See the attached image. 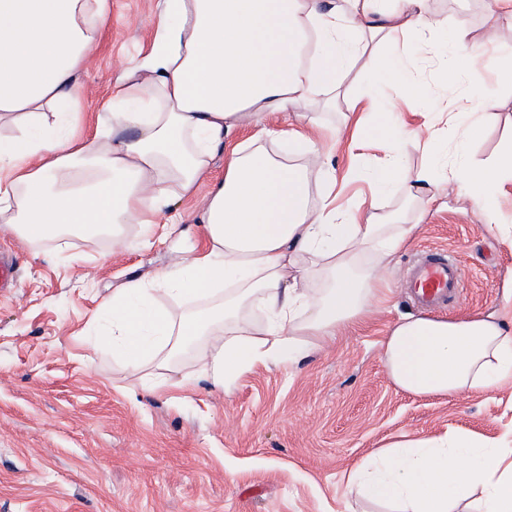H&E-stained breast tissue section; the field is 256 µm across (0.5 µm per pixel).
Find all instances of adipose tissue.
Instances as JSON below:
<instances>
[{"instance_id":"ef3b65f1","label":"adipose tissue","mask_w":512,"mask_h":512,"mask_svg":"<svg viewBox=\"0 0 512 512\" xmlns=\"http://www.w3.org/2000/svg\"><path fill=\"white\" fill-rule=\"evenodd\" d=\"M159 49L130 58L112 84L93 130L77 96L112 0H0V223L27 241L110 236L128 224H177V195L213 181L199 221L195 255L133 278L103 304L112 351L140 371L165 349L197 337L213 386L232 392L259 366L297 361L353 326L371 305L378 271L414 233L378 196L425 206L454 190L512 248L500 200L512 185V141L483 169L468 160L477 122L464 124L454 149L432 120L377 139L383 166L350 163L347 175L373 198L336 205V169L326 135L367 136L369 96L353 93V68L394 63L407 49L430 51L432 0H160ZM473 28L458 26L442 59L444 98L480 77ZM303 107L296 127L268 117ZM341 110L340 124L324 111ZM252 135L225 147L233 131ZM424 157L406 164L403 145ZM186 303L173 313L163 298ZM385 368L417 396L490 391L512 381V330L490 312L445 320L402 316L381 343ZM349 481L394 512H512V437L440 434L391 444L364 458Z\"/></svg>"}]
</instances>
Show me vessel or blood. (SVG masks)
Instances as JSON below:
<instances>
[{
    "instance_id": "obj_1",
    "label": "vessel or blood",
    "mask_w": 512,
    "mask_h": 512,
    "mask_svg": "<svg viewBox=\"0 0 512 512\" xmlns=\"http://www.w3.org/2000/svg\"><path fill=\"white\" fill-rule=\"evenodd\" d=\"M16 258L0 248V294L13 288ZM463 270L459 260L442 249L425 252L416 264L412 278V296L421 306L438 308L461 294Z\"/></svg>"
}]
</instances>
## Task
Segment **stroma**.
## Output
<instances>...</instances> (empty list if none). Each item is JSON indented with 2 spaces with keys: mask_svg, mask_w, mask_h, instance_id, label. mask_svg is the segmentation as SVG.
Listing matches in <instances>:
<instances>
[{
  "mask_svg": "<svg viewBox=\"0 0 512 512\" xmlns=\"http://www.w3.org/2000/svg\"><path fill=\"white\" fill-rule=\"evenodd\" d=\"M433 8L435 56L447 51L454 27L469 25L500 64L469 101L475 112L486 99L503 102L470 147L479 164L512 138V34L485 25L472 0H434ZM155 9L156 0H112L79 89L87 127L126 60L151 51ZM435 56H412L414 84L387 70L360 76L356 91L375 99L373 123L391 124L403 96L421 99L420 112L403 115L409 124L443 111ZM223 174L216 160L209 179L181 200V224L149 248L140 246L137 224L126 228L127 246L116 247L107 238L28 242L0 223V245L19 265L17 290L0 296V512H344L350 500L358 512H388L350 491L347 475L365 456L405 437L450 430L497 438L512 428V384L416 396L383 363L390 325L419 311L407 280L417 253L443 247L461 262L463 291L444 317L498 309L512 287V251L453 192L426 208L392 255L371 312L317 353L257 369L229 396L199 371L205 337L194 353L145 368L187 380L188 389L153 392L125 371L96 333L102 305L129 277L150 279L199 251L197 216Z\"/></svg>",
  "mask_w": 512,
  "mask_h": 512,
  "instance_id": "35a3bbf8",
  "label": "stroma"
}]
</instances>
